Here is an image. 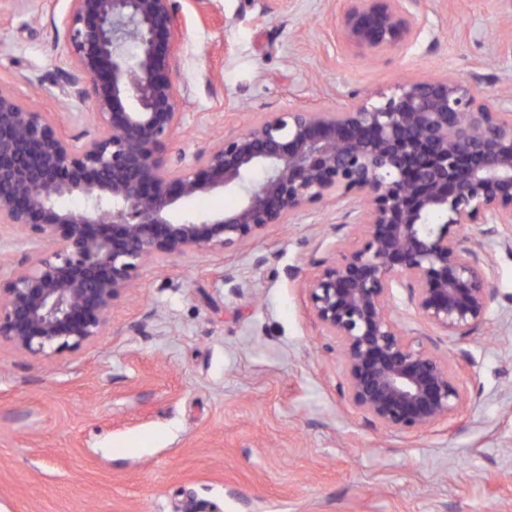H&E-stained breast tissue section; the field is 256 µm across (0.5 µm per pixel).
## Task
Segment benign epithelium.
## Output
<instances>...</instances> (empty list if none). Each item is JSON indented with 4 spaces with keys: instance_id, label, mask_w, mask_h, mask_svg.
<instances>
[{
    "instance_id": "obj_1",
    "label": "benign epithelium",
    "mask_w": 512,
    "mask_h": 512,
    "mask_svg": "<svg viewBox=\"0 0 512 512\" xmlns=\"http://www.w3.org/2000/svg\"><path fill=\"white\" fill-rule=\"evenodd\" d=\"M423 22L420 0H347L338 36L372 57ZM63 29L60 96L93 105L83 140L0 86V224L43 245L0 286V341L35 358L76 353L103 334L145 261L236 249L331 203L358 241L318 262L304 290L336 342L339 394L395 436L458 416L457 372L392 317L393 290L446 336L485 321L491 268L464 230L512 225V93L483 94L477 74L427 76L338 109L270 112L188 160L167 149L185 100L175 0H70ZM228 187L243 190L235 209L172 220L184 199ZM72 195L89 206H58Z\"/></svg>"
}]
</instances>
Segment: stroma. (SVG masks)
Masks as SVG:
<instances>
[{
  "mask_svg": "<svg viewBox=\"0 0 512 512\" xmlns=\"http://www.w3.org/2000/svg\"><path fill=\"white\" fill-rule=\"evenodd\" d=\"M69 0L0 14V86L62 106ZM187 91L170 153L193 156L288 106L334 109L427 75L512 76L498 0H423L414 42L375 58L336 38L344 0H176ZM482 242L498 298L469 335L393 317L461 366L452 426L404 439L340 397L336 344L302 286L358 233L335 205L235 251L147 263L103 335L51 360L0 344V512H512V230ZM37 242L0 227V283Z\"/></svg>",
  "mask_w": 512,
  "mask_h": 512,
  "instance_id": "35a3bbf8",
  "label": "stroma"
}]
</instances>
